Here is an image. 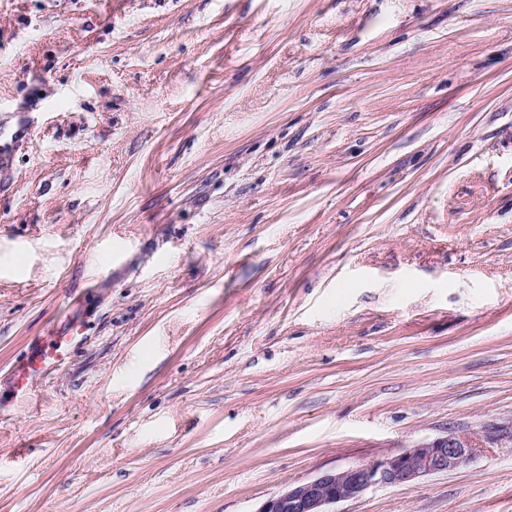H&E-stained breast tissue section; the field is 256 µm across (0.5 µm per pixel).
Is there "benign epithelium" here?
<instances>
[{"mask_svg":"<svg viewBox=\"0 0 512 512\" xmlns=\"http://www.w3.org/2000/svg\"><path fill=\"white\" fill-rule=\"evenodd\" d=\"M475 455L470 439L450 432L372 463L324 471L288 484L263 502L257 512H332L331 506L355 500L372 486L412 484L428 475L457 470L472 462Z\"/></svg>","mask_w":512,"mask_h":512,"instance_id":"obj_1","label":"benign epithelium"}]
</instances>
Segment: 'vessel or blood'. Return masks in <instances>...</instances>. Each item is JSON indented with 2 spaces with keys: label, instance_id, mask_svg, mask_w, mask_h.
<instances>
[{
  "label": "vessel or blood",
  "instance_id": "1",
  "mask_svg": "<svg viewBox=\"0 0 512 512\" xmlns=\"http://www.w3.org/2000/svg\"><path fill=\"white\" fill-rule=\"evenodd\" d=\"M79 336L74 327H65L36 342L11 372L13 397H25L33 383L60 366L70 354Z\"/></svg>",
  "mask_w": 512,
  "mask_h": 512
}]
</instances>
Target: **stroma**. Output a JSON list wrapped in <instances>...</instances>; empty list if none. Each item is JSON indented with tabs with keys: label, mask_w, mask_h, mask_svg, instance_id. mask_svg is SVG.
Listing matches in <instances>:
<instances>
[{
	"label": "stroma",
	"mask_w": 512,
	"mask_h": 512,
	"mask_svg": "<svg viewBox=\"0 0 512 512\" xmlns=\"http://www.w3.org/2000/svg\"><path fill=\"white\" fill-rule=\"evenodd\" d=\"M0 512H512V0H0ZM73 326L63 327L45 341L36 342L11 372L12 399L25 397L33 383L60 366L81 339ZM475 455L470 439L450 432L372 463L324 471L288 484L263 502L257 512H336L330 507L358 499L372 486L412 484L425 476L466 466Z\"/></svg>",
	"instance_id": "1"
}]
</instances>
